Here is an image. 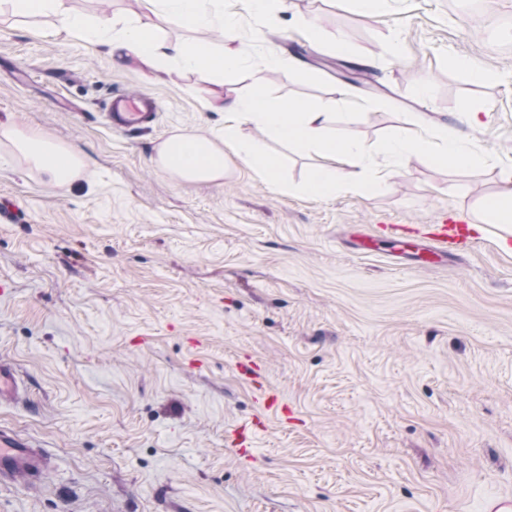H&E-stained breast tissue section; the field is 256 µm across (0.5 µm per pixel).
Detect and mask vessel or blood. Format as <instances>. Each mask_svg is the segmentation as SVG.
<instances>
[{
  "label": "vessel or blood",
  "instance_id": "1",
  "mask_svg": "<svg viewBox=\"0 0 512 512\" xmlns=\"http://www.w3.org/2000/svg\"><path fill=\"white\" fill-rule=\"evenodd\" d=\"M159 108L157 97L149 93L120 91L112 96L106 118L113 130L129 132L152 123ZM482 230L473 224H387L382 234L397 244L418 242L423 246L422 260L435 265L448 256L467 251ZM23 381L12 366L0 363V403L23 397ZM50 474L47 458L36 445L0 428V483L44 481Z\"/></svg>",
  "mask_w": 512,
  "mask_h": 512
}]
</instances>
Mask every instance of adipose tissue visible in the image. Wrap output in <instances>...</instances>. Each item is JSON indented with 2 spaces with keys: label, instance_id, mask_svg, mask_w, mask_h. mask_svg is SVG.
Segmentation results:
<instances>
[{
  "label": "adipose tissue",
  "instance_id": "1",
  "mask_svg": "<svg viewBox=\"0 0 512 512\" xmlns=\"http://www.w3.org/2000/svg\"><path fill=\"white\" fill-rule=\"evenodd\" d=\"M12 15L46 17L52 24L47 35L77 36L91 45L107 48L113 61H139L151 70L175 66L187 71L221 75L248 68L252 52L247 44L215 49L205 42H173L133 20L115 22L90 19L69 12L64 0H6ZM145 9L159 21L185 28L231 27L234 18L224 10V0H142ZM333 101L307 102L298 99L270 100L266 91L251 88L228 100L215 103L224 114L218 139L174 135L159 149V162L186 183L222 180L227 155H235L267 181H276L278 158L242 137V125L262 128L274 139L302 152L316 154L320 163L299 190L310 197H329L342 190H388L384 171L404 165L412 155L425 153L451 167L466 168L478 163L469 131L480 130L478 113L462 112L456 117L461 132L437 139L401 125L390 130L386 154L376 159L362 143L338 138L331 128ZM17 149L51 181L66 185L75 176L79 156L74 148L50 138L8 129Z\"/></svg>",
  "mask_w": 512,
  "mask_h": 512
}]
</instances>
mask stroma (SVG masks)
Instances as JSON below:
<instances>
[{
	"instance_id": "35a3bbf8",
	"label": "stroma",
	"mask_w": 512,
	"mask_h": 512,
	"mask_svg": "<svg viewBox=\"0 0 512 512\" xmlns=\"http://www.w3.org/2000/svg\"><path fill=\"white\" fill-rule=\"evenodd\" d=\"M66 5L151 20L141 0ZM226 10L231 35L165 34L249 40L243 0ZM300 18L316 36L293 32ZM43 26L0 16V126L76 147L82 166L58 185L0 138V210L12 212L0 221V362L26 388L0 404V426L53 467L37 489L0 486V512H484L512 497V254L498 226L426 269L387 242L358 248L380 224L478 216L512 173V0H390L372 21L343 0H288L253 53L301 69L223 77L116 65ZM459 58L500 81L472 83ZM248 86L274 100L345 90L336 134L378 157L411 114L434 137L476 112L482 162L454 171L417 155L384 193L311 198L297 187L317 157L247 125L281 156L280 186L235 159L210 184L160 165L169 137L219 133L213 103ZM121 90L158 97L155 127L112 131L103 114ZM242 355L263 364L292 420L262 412ZM260 416L253 456H238L228 433Z\"/></svg>"
}]
</instances>
